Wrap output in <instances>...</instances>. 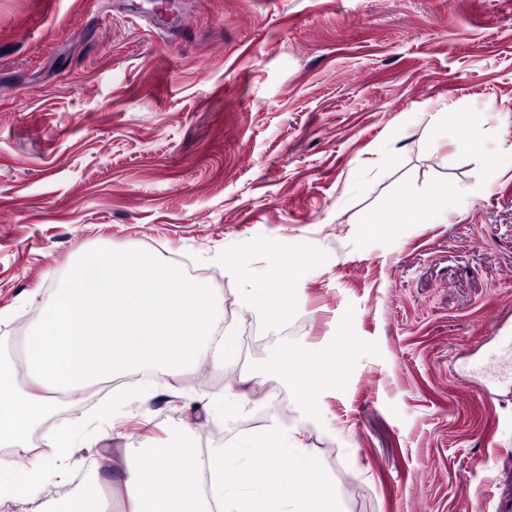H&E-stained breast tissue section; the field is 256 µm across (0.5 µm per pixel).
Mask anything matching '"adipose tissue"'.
<instances>
[{
  "mask_svg": "<svg viewBox=\"0 0 512 512\" xmlns=\"http://www.w3.org/2000/svg\"><path fill=\"white\" fill-rule=\"evenodd\" d=\"M216 295L132 251L74 265L65 287L33 316L15 355L0 356V500L22 501L23 512H79L70 461L93 438L54 431L45 441L57 451L51 457L33 453L32 432L89 386L79 369L91 359L167 375L235 362V340L213 308ZM91 311L106 329L88 319ZM17 358L27 366L22 382ZM28 453L30 468L18 470L15 457ZM174 456L180 467H172ZM283 456L293 457L294 473L280 472ZM317 467L298 425L272 419L204 454L175 430L166 446L147 454L124 449L119 490L124 512H336L331 483L311 478Z\"/></svg>",
  "mask_w": 512,
  "mask_h": 512,
  "instance_id": "adipose-tissue-1",
  "label": "adipose tissue"
}]
</instances>
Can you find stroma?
<instances>
[{
	"label": "stroma",
	"mask_w": 512,
	"mask_h": 512,
	"mask_svg": "<svg viewBox=\"0 0 512 512\" xmlns=\"http://www.w3.org/2000/svg\"><path fill=\"white\" fill-rule=\"evenodd\" d=\"M163 4L0 0V345L72 266L127 249L200 271L246 342L129 405L95 382L33 444L108 430L74 485L121 512L117 449L299 419L338 512H512V394L448 372L512 329V0H174L166 25ZM451 106L480 150L430 125ZM438 185L477 199L399 218ZM266 283L295 290L287 320L245 303ZM285 344L334 370L306 413L270 372Z\"/></svg>",
	"instance_id": "35a3bbf8"
}]
</instances>
